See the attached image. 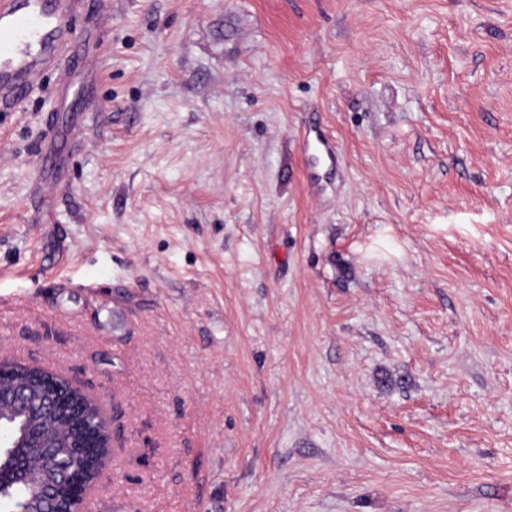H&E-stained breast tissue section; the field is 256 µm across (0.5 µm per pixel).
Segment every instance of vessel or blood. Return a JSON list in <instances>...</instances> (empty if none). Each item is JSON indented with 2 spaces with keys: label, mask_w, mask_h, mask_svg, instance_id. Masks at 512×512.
<instances>
[{
  "label": "vessel or blood",
  "mask_w": 512,
  "mask_h": 512,
  "mask_svg": "<svg viewBox=\"0 0 512 512\" xmlns=\"http://www.w3.org/2000/svg\"><path fill=\"white\" fill-rule=\"evenodd\" d=\"M82 0H0V104L21 109L28 90L54 64L96 74L100 50L69 27Z\"/></svg>",
  "instance_id": "obj_1"
}]
</instances>
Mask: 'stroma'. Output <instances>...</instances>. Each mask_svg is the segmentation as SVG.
I'll return each instance as SVG.
<instances>
[{"instance_id":"35a3bbf8","label":"stroma","mask_w":512,"mask_h":512,"mask_svg":"<svg viewBox=\"0 0 512 512\" xmlns=\"http://www.w3.org/2000/svg\"><path fill=\"white\" fill-rule=\"evenodd\" d=\"M73 23L88 101L0 112V361L99 403L86 512H512V0Z\"/></svg>"}]
</instances>
